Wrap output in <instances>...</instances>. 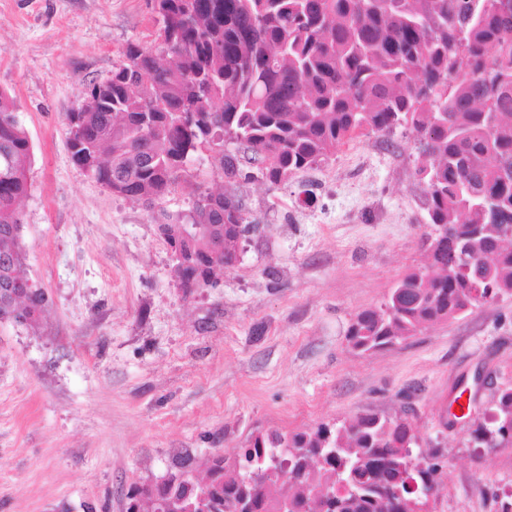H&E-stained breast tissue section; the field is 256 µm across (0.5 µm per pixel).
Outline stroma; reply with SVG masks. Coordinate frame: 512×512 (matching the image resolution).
<instances>
[{
	"instance_id": "35a3bbf8",
	"label": "stroma",
	"mask_w": 512,
	"mask_h": 512,
	"mask_svg": "<svg viewBox=\"0 0 512 512\" xmlns=\"http://www.w3.org/2000/svg\"><path fill=\"white\" fill-rule=\"evenodd\" d=\"M150 0H0V88L33 147L24 271L36 328L0 324V512H123L136 481L190 452L234 459L252 434L408 410L444 452L428 512L512 505V447L475 450L512 385V297L361 354L354 316L427 266L410 133L359 136L276 186L240 183L259 226L212 286L177 288L143 204L70 158L66 112L129 43L157 48Z\"/></svg>"
}]
</instances>
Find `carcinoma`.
Segmentation results:
<instances>
[{
    "mask_svg": "<svg viewBox=\"0 0 512 512\" xmlns=\"http://www.w3.org/2000/svg\"><path fill=\"white\" fill-rule=\"evenodd\" d=\"M161 53L130 43L66 114L71 159L112 194L161 211L188 295L240 259L257 224L232 190H201L199 151L228 184L272 185L359 135L410 132L421 144L431 266L404 275L347 329L360 353L512 296V0H154ZM0 89V323L38 325L47 300L22 273L20 228L32 144ZM193 228L180 240L181 228ZM478 448L512 447V387ZM443 453L421 449L405 416L258 432L208 478L179 456L162 482L127 489L137 512H421Z\"/></svg>",
    "mask_w": 512,
    "mask_h": 512,
    "instance_id": "cac0c4a2",
    "label": "carcinoma"
}]
</instances>
